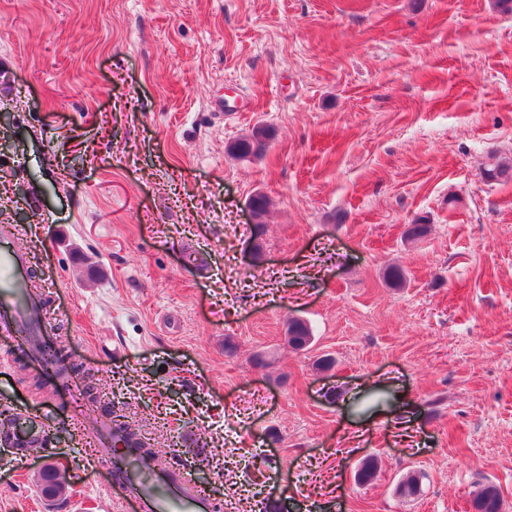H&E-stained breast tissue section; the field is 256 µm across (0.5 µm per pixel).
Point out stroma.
Segmentation results:
<instances>
[{
    "label": "stroma",
    "mask_w": 512,
    "mask_h": 512,
    "mask_svg": "<svg viewBox=\"0 0 512 512\" xmlns=\"http://www.w3.org/2000/svg\"><path fill=\"white\" fill-rule=\"evenodd\" d=\"M1 108L0 225L29 217L18 244L74 382L205 476L218 512H475L487 483L512 512V178L481 175L512 156V13L0 0ZM257 125L266 152L232 157ZM36 376L0 366V410L48 442L0 444V512H120ZM482 174L484 178L491 181H499L503 178L512 176V158L501 157L497 153L491 152L487 156ZM250 202L253 206V208L256 210V212L261 215L264 219V216L266 214V211H267V207H268V198L266 195L264 194H255L253 195L251 198H250ZM249 214H250V219H251V224H256L255 225V236L257 239L256 243L254 244V252H261V236L263 235L264 233V230H265V224H263V219H261L260 217H258L254 212L253 210L251 209V207H249ZM312 331L301 319H294L288 325V344L295 349H304L312 342Z\"/></svg>",
    "instance_id": "1"
}]
</instances>
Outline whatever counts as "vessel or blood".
<instances>
[{
    "mask_svg": "<svg viewBox=\"0 0 512 512\" xmlns=\"http://www.w3.org/2000/svg\"><path fill=\"white\" fill-rule=\"evenodd\" d=\"M15 228L0 225V336L22 339L26 357L36 348L54 341V329L43 314L40 296L28 286L29 260L25 249L16 247ZM74 419L90 436L94 460H107L112 485L121 493V512H215L213 497L197 487L183 468L173 461L146 454L140 437L116 428L109 412L80 409Z\"/></svg>",
    "mask_w": 512,
    "mask_h": 512,
    "instance_id": "1",
    "label": "vessel or blood"
}]
</instances>
